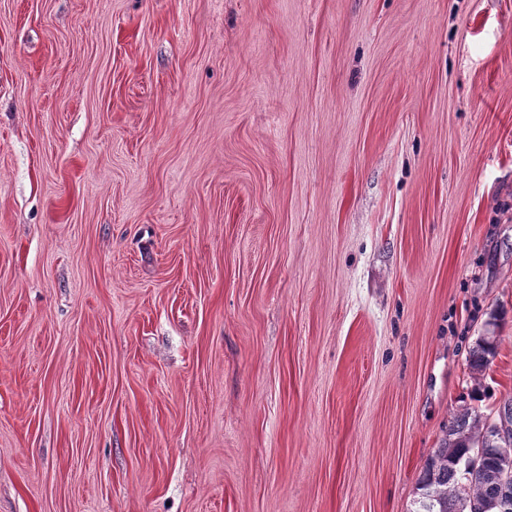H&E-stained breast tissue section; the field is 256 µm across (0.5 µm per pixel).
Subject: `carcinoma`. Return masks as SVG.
<instances>
[{"label":"carcinoma","mask_w":512,"mask_h":512,"mask_svg":"<svg viewBox=\"0 0 512 512\" xmlns=\"http://www.w3.org/2000/svg\"><path fill=\"white\" fill-rule=\"evenodd\" d=\"M495 354V345L480 339L469 359L471 369L487 368ZM490 426L469 413L453 418L442 446L425 463L412 512H512V501L508 510L501 509L504 457L486 435Z\"/></svg>","instance_id":"obj_1"}]
</instances>
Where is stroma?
Wrapping results in <instances>:
<instances>
[{"instance_id":"35a3bbf8","label":"stroma","mask_w":512,"mask_h":512,"mask_svg":"<svg viewBox=\"0 0 512 512\" xmlns=\"http://www.w3.org/2000/svg\"><path fill=\"white\" fill-rule=\"evenodd\" d=\"M509 400L512 0H0V512H410ZM485 338L493 342L495 336H485ZM485 338L480 339L476 344L469 359L470 367L475 371L486 369L496 354L495 345Z\"/></svg>"}]
</instances>
